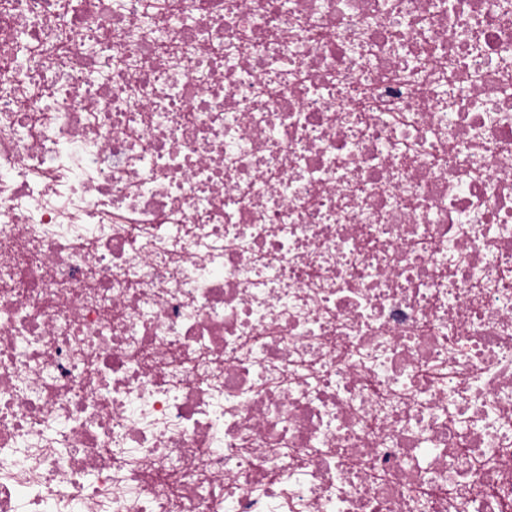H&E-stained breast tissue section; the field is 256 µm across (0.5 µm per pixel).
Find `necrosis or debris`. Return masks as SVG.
Returning a JSON list of instances; mask_svg holds the SVG:
<instances>
[{
  "instance_id": "obj_1",
  "label": "necrosis or debris",
  "mask_w": 512,
  "mask_h": 512,
  "mask_svg": "<svg viewBox=\"0 0 512 512\" xmlns=\"http://www.w3.org/2000/svg\"><path fill=\"white\" fill-rule=\"evenodd\" d=\"M512 0H0V512L512 507Z\"/></svg>"
}]
</instances>
